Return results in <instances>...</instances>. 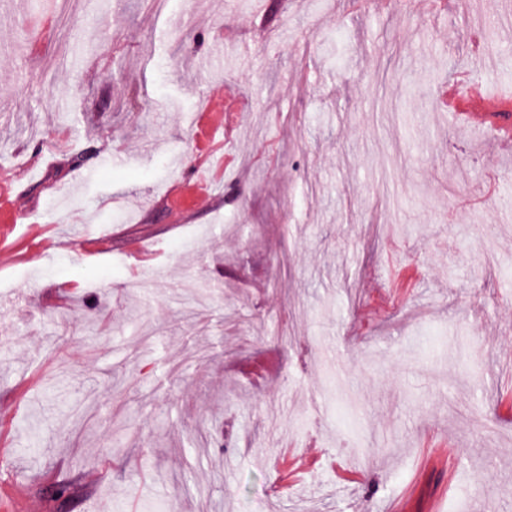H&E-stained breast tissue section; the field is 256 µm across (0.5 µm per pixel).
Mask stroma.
Masks as SVG:
<instances>
[{
  "label": "stroma",
  "instance_id": "35a3bbf8",
  "mask_svg": "<svg viewBox=\"0 0 512 512\" xmlns=\"http://www.w3.org/2000/svg\"><path fill=\"white\" fill-rule=\"evenodd\" d=\"M491 10L0 0L13 233L54 223L0 256V512H512V155L439 101L512 97ZM219 111L221 195L175 216Z\"/></svg>",
  "mask_w": 512,
  "mask_h": 512
}]
</instances>
